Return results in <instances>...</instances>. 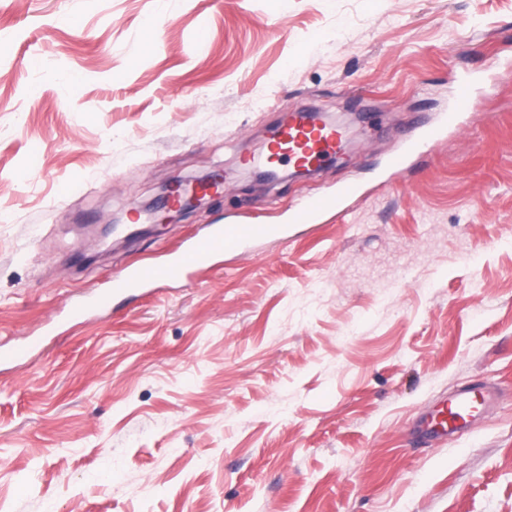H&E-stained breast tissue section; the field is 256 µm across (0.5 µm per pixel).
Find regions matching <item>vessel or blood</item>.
<instances>
[{
    "instance_id": "vessel-or-blood-1",
    "label": "vessel or blood",
    "mask_w": 512,
    "mask_h": 512,
    "mask_svg": "<svg viewBox=\"0 0 512 512\" xmlns=\"http://www.w3.org/2000/svg\"><path fill=\"white\" fill-rule=\"evenodd\" d=\"M480 88L478 78L463 74L456 78L447 111L438 113L427 125L415 127L401 150L388 159V170L401 173L409 158L421 145L439 142L448 133L467 125L478 112ZM345 149L342 129L329 120L317 119L306 110L283 113L269 137L265 152L256 158L258 165L275 169L292 164L307 170H317L333 161ZM359 189L347 183L336 192L311 195L288 217L292 224H316L327 216L346 213L347 203ZM284 226L246 220L229 224H212L187 234L180 248L161 261H149L124 268L110 277L104 287L88 293L67 310V321L77 322L92 311L109 308L114 298L139 292L150 285L187 277L209 265L227 251L250 252L259 243L283 236ZM41 336L26 337L15 347H0V367L20 364L44 347ZM494 393L485 385L474 383L449 396L441 407L430 414L420 433L427 439L453 438L468 429L472 420L490 414Z\"/></svg>"
}]
</instances>
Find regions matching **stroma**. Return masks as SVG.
<instances>
[{"instance_id":"35a3bbf8","label":"stroma","mask_w":512,"mask_h":512,"mask_svg":"<svg viewBox=\"0 0 512 512\" xmlns=\"http://www.w3.org/2000/svg\"><path fill=\"white\" fill-rule=\"evenodd\" d=\"M1 41L0 342L47 341L0 368V512H512V0H0ZM467 72L495 78L470 125L390 176ZM306 107L348 153L256 182L245 158ZM218 170L203 209L127 238ZM349 181L343 219L289 223ZM249 218L287 239L66 321ZM470 383L491 415L420 438Z\"/></svg>"}]
</instances>
